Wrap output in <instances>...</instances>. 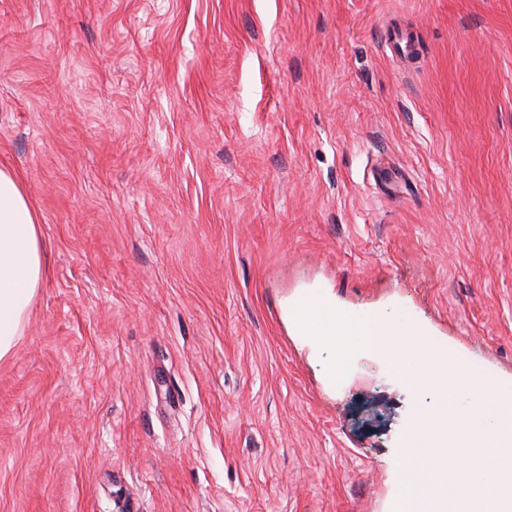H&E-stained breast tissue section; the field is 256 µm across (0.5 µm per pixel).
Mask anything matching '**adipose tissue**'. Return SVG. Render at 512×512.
Instances as JSON below:
<instances>
[{"label": "adipose tissue", "mask_w": 512, "mask_h": 512, "mask_svg": "<svg viewBox=\"0 0 512 512\" xmlns=\"http://www.w3.org/2000/svg\"><path fill=\"white\" fill-rule=\"evenodd\" d=\"M45 257L36 212L14 175L0 168V359L20 334Z\"/></svg>", "instance_id": "obj_1"}]
</instances>
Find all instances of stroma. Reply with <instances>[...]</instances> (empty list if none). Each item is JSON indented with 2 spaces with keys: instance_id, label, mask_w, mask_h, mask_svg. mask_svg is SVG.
Returning <instances> with one entry per match:
<instances>
[{
  "instance_id": "obj_1",
  "label": "stroma",
  "mask_w": 512,
  "mask_h": 512,
  "mask_svg": "<svg viewBox=\"0 0 512 512\" xmlns=\"http://www.w3.org/2000/svg\"><path fill=\"white\" fill-rule=\"evenodd\" d=\"M0 167V512H392L435 396L316 295L512 380V0H0ZM38 216L21 185L0 168V359L12 351L45 270Z\"/></svg>"
}]
</instances>
